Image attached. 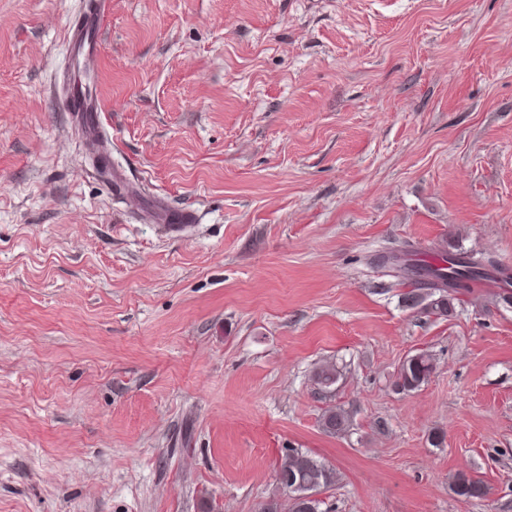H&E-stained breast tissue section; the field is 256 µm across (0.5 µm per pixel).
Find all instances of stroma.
<instances>
[{
	"mask_svg": "<svg viewBox=\"0 0 512 512\" xmlns=\"http://www.w3.org/2000/svg\"><path fill=\"white\" fill-rule=\"evenodd\" d=\"M86 2L0 0V512H256L291 447L322 512H512V304L436 319L374 261L512 267V0H107L121 195L57 100ZM146 218L162 224L169 233H180L184 228L196 222L197 214L194 209H170L161 201H155L146 212ZM435 363L425 351L408 355L400 365L395 385L399 391L412 392L420 389L430 379ZM321 424L323 430L330 435L344 433L349 426V415L340 406H330L322 414ZM314 460L316 463H312ZM300 487L288 497V512H321L317 496L336 482V472L323 458L303 448H288L281 456L276 474ZM453 493L465 501L483 499L487 496V489L481 480L469 475L465 471H459L451 485Z\"/></svg>",
	"mask_w": 512,
	"mask_h": 512,
	"instance_id": "stroma-1",
	"label": "stroma"
}]
</instances>
